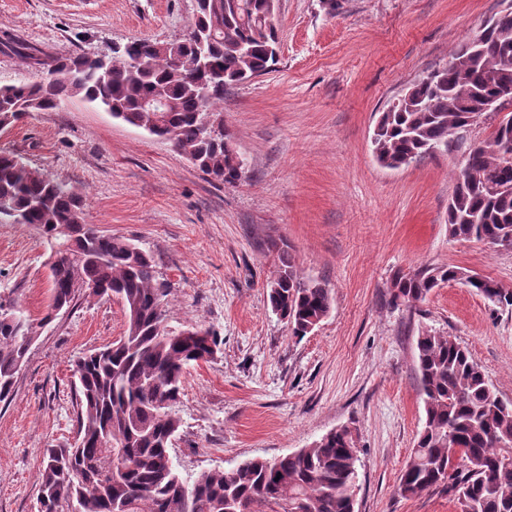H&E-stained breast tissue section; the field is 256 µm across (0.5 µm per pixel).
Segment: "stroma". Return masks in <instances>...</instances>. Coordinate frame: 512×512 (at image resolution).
I'll use <instances>...</instances> for the list:
<instances>
[{
	"label": "stroma",
	"instance_id": "stroma-1",
	"mask_svg": "<svg viewBox=\"0 0 512 512\" xmlns=\"http://www.w3.org/2000/svg\"><path fill=\"white\" fill-rule=\"evenodd\" d=\"M195 0H0V85L34 81L39 60L181 37ZM505 0H280L275 71L224 92V127L248 162L227 184L169 142L82 97L0 132L13 152L80 189L87 220L149 252L170 293L168 324L214 332V359L191 366L171 455L182 476L274 458L349 427L358 447L355 512H456L445 488L401 496L421 431L416 339L452 337L512 401V307L460 283L394 304L396 274L457 266L512 290V250L450 238L448 200L460 160L392 170L372 153L377 120L414 81ZM329 288V315L292 336L266 285L277 251ZM49 249L26 224L0 223V298L31 319L51 298ZM116 299L78 297L40 329L8 402L0 403V512H38L46 449L77 440L72 364L123 336Z\"/></svg>",
	"mask_w": 512,
	"mask_h": 512
}]
</instances>
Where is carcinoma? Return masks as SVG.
I'll use <instances>...</instances> for the list:
<instances>
[{"mask_svg": "<svg viewBox=\"0 0 512 512\" xmlns=\"http://www.w3.org/2000/svg\"><path fill=\"white\" fill-rule=\"evenodd\" d=\"M270 0H198L192 41L143 38L112 50L105 71L85 56L41 61V77L0 86V127L32 112L62 109L81 96L112 117L165 139L203 172L235 184L246 159L234 149L218 110L224 88L272 71L278 34L266 15ZM483 45L461 41L451 59L382 112L372 140L376 161L398 168L463 150L448 200V236L512 249V122L497 121L490 136L461 143L482 100L512 108V8L486 20ZM151 58L140 70L131 60ZM164 96L158 112L145 107ZM39 230L55 261L52 299L38 321L0 300V401L12 392L19 369L57 310L76 296L116 298L126 315L117 342L74 361L79 438L50 448L40 478L39 512H355L358 448L347 427L331 430L306 448L274 459H249L229 470L187 479L171 449L181 420L187 369L214 357L217 337L195 327L169 328V288L156 277L153 257L133 240L99 232L86 220L82 196L21 157L0 151V223ZM70 229L68 237L60 229ZM457 267L419 269L391 282L392 302L410 306L434 289L458 281ZM484 298L512 306V291L490 277L468 283ZM269 302L292 334L304 336L332 308L331 292L301 275L280 249ZM425 423L401 471L398 491L420 495L441 485L469 512H512V401H502L467 348L449 336L424 332L416 343Z\"/></svg>", "mask_w": 512, "mask_h": 512, "instance_id": "carcinoma-1", "label": "carcinoma"}]
</instances>
